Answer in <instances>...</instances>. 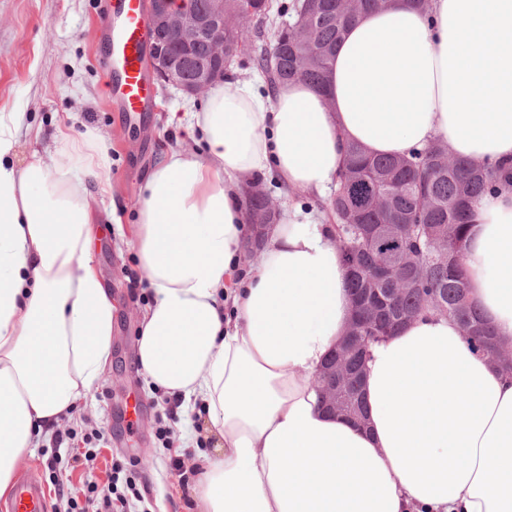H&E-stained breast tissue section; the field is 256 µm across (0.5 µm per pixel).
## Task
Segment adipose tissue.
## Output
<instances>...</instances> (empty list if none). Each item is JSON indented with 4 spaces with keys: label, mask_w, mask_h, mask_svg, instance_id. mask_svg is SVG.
<instances>
[{
    "label": "adipose tissue",
    "mask_w": 512,
    "mask_h": 512,
    "mask_svg": "<svg viewBox=\"0 0 512 512\" xmlns=\"http://www.w3.org/2000/svg\"><path fill=\"white\" fill-rule=\"evenodd\" d=\"M21 116L0 113V496L17 463L97 386L115 306L90 257L88 177L111 163L93 130L60 134L54 165L19 159ZM203 149L168 152L133 226L152 291L141 373L200 404L215 453L195 512H512V373L429 314L375 344L361 428L326 411L313 377L353 317L335 227L298 209L251 233L245 183L324 196L348 144L406 155L435 141L461 160L512 165V0H411L358 16L323 85L225 76L190 113ZM469 300L512 349V184L469 218Z\"/></svg>",
    "instance_id": "ef3b65f1"
}]
</instances>
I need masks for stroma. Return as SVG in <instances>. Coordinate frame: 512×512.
Segmentation results:
<instances>
[{
    "label": "stroma",
    "mask_w": 512,
    "mask_h": 512,
    "mask_svg": "<svg viewBox=\"0 0 512 512\" xmlns=\"http://www.w3.org/2000/svg\"><path fill=\"white\" fill-rule=\"evenodd\" d=\"M96 2L0 0V113H22L21 155L37 150L47 163H55L52 137L59 129L76 137L90 127L112 140L111 164L101 176L108 190L93 192L90 198L101 229L93 245V264L116 307L110 364L105 379L61 422L63 444L48 441L35 457L23 458L17 471L33 470L44 478L48 460L58 458L57 473L66 494L79 495L88 483L107 485L113 459L133 456L141 461L140 489L152 512H186L182 495L199 466V455L215 445L202 439L196 447H183V415L170 413L164 393L149 389L138 372V327L151 291L133 243L117 244L113 230L136 222L146 180L164 155L177 146L190 147L179 122L197 110L200 100L162 85L158 108L144 127L123 123L108 99L96 57L104 23ZM133 397L140 398L148 412L132 425L126 404ZM160 420L171 431L172 448L155 436ZM71 431L76 439H68ZM85 434L100 438V452L90 462L81 453ZM175 457L181 461L177 469L170 465Z\"/></svg>",
    "instance_id": "35a3bbf8"
}]
</instances>
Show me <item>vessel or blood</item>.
<instances>
[{"label":"vessel or blood","mask_w":512,"mask_h":512,"mask_svg":"<svg viewBox=\"0 0 512 512\" xmlns=\"http://www.w3.org/2000/svg\"><path fill=\"white\" fill-rule=\"evenodd\" d=\"M117 23L110 27L104 53L108 92L124 121L142 119L156 106L157 91L145 72L149 22L142 0H112ZM0 512H49L45 484L36 476L20 477Z\"/></svg>","instance_id":"1"}]
</instances>
